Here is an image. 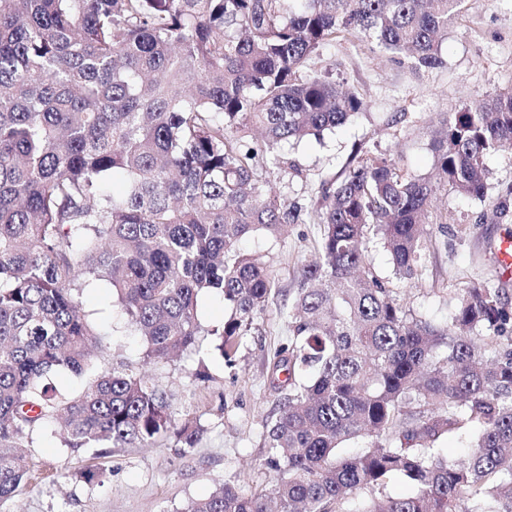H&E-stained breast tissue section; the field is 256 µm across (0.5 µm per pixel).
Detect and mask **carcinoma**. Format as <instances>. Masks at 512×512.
I'll return each instance as SVG.
<instances>
[{"instance_id": "1", "label": "carcinoma", "mask_w": 512, "mask_h": 512, "mask_svg": "<svg viewBox=\"0 0 512 512\" xmlns=\"http://www.w3.org/2000/svg\"><path fill=\"white\" fill-rule=\"evenodd\" d=\"M465 0H0V503L29 472L18 449L50 425L69 448H194L143 376L101 371L100 327L81 308L90 280L112 290L146 357L217 336L237 353L276 279L238 242L318 226V258L297 268L292 336L269 366L281 393L266 420L272 492L230 482L180 512H512V303L474 283L441 327L397 302L371 269L375 240L395 275L425 270L434 184L385 157H354L315 207L260 179L263 154L290 168L292 140L358 114L355 92L308 68L338 38L443 64ZM434 171L481 198L490 152L512 151V92L453 113ZM117 181L120 189H111ZM230 315L207 328L198 297ZM85 379L77 394L52 379ZM478 430L469 455L436 443ZM349 441L360 451L342 455ZM400 477L415 492L379 495Z\"/></svg>"}]
</instances>
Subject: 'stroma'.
<instances>
[{"label":"stroma","instance_id":"obj_1","mask_svg":"<svg viewBox=\"0 0 512 512\" xmlns=\"http://www.w3.org/2000/svg\"><path fill=\"white\" fill-rule=\"evenodd\" d=\"M443 58L442 66L415 72L407 60L392 58L365 39L324 46L313 57V68L354 90L363 113L325 131L322 140L287 145L298 173L263 161V181L288 201L313 204L322 182L338 177L358 148L393 159L402 172L431 174L433 132L440 121L486 92L512 91V0H467L448 22ZM484 164L489 171L484 198L437 185L427 216L432 243L422 279L396 278L383 244L369 248L372 269L388 281L397 301L436 325L451 321L455 293L476 281L512 301V276L499 275L495 262L502 240L512 239V152L490 153ZM316 236L315 225L295 224L278 241L261 235L241 240L242 251L264 256L278 286L230 363L211 336L178 357L148 359L107 285L87 283L82 310L105 332L95 356L99 369L148 377L167 393L177 418L199 422L203 433L189 453L168 441L102 456L92 448L65 447L59 427H47L25 450L28 479L0 512H178L228 480L247 494L270 489L274 474L264 465L263 431L279 394L269 364L290 340L285 311L297 266L312 257ZM87 468L103 471V483L81 481L78 474Z\"/></svg>","mask_w":512,"mask_h":512}]
</instances>
